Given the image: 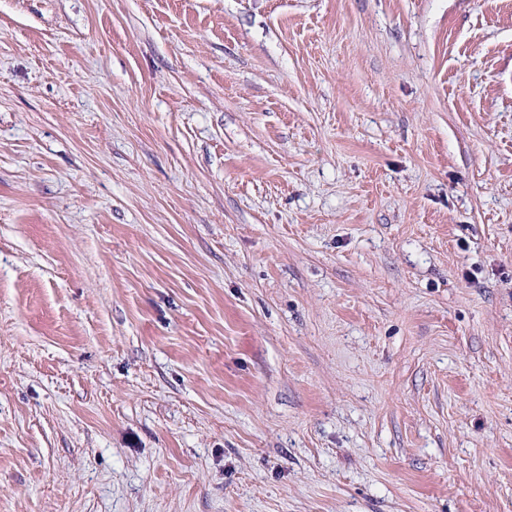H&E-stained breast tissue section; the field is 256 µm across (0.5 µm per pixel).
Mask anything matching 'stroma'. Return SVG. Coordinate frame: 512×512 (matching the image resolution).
Returning a JSON list of instances; mask_svg holds the SVG:
<instances>
[{"mask_svg": "<svg viewBox=\"0 0 512 512\" xmlns=\"http://www.w3.org/2000/svg\"><path fill=\"white\" fill-rule=\"evenodd\" d=\"M0 512H512V0H0Z\"/></svg>", "mask_w": 512, "mask_h": 512, "instance_id": "obj_1", "label": "stroma"}]
</instances>
